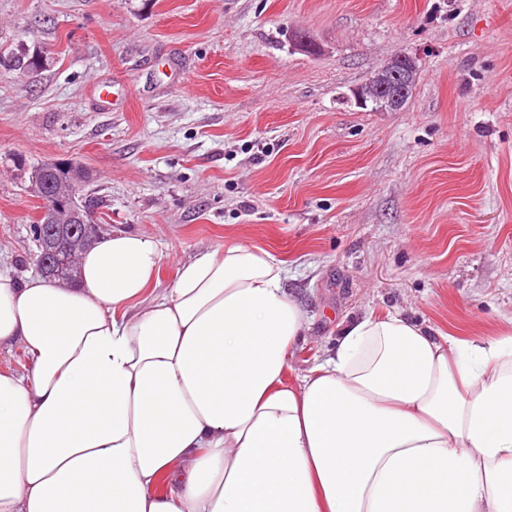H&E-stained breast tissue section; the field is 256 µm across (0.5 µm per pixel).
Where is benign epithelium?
I'll return each mask as SVG.
<instances>
[{
    "label": "benign epithelium",
    "instance_id": "7a95c632",
    "mask_svg": "<svg viewBox=\"0 0 512 512\" xmlns=\"http://www.w3.org/2000/svg\"><path fill=\"white\" fill-rule=\"evenodd\" d=\"M416 73L417 64L414 58L400 54L370 75L353 91L354 99L363 107L375 103L382 111L396 112L407 103L416 81ZM42 193L41 216L45 217V223L52 225L48 233H57L59 237L55 242L52 259L38 258L36 263L40 267L53 265L59 272L69 265L76 248L98 234L100 225L85 222V213L77 209L72 216L76 225L69 228L64 224L54 223L56 212L61 209V200L46 189L42 190Z\"/></svg>",
    "mask_w": 512,
    "mask_h": 512
}]
</instances>
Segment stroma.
I'll return each mask as SVG.
<instances>
[{"label": "stroma", "instance_id": "obj_1", "mask_svg": "<svg viewBox=\"0 0 512 512\" xmlns=\"http://www.w3.org/2000/svg\"><path fill=\"white\" fill-rule=\"evenodd\" d=\"M1 46L47 63L0 65V271L37 270L19 162L73 161L95 222L157 243L160 287L228 241L286 260L291 374L369 313L512 319V0H0ZM400 53L405 107H359ZM11 66L15 70L26 72L29 70H37L44 66L46 58L35 56L29 50L21 49L17 52H8L7 54Z\"/></svg>", "mask_w": 512, "mask_h": 512}]
</instances>
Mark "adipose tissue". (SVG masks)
Listing matches in <instances>:
<instances>
[{
	"mask_svg": "<svg viewBox=\"0 0 512 512\" xmlns=\"http://www.w3.org/2000/svg\"><path fill=\"white\" fill-rule=\"evenodd\" d=\"M109 232L76 284L0 272V512H512V322L460 340L400 311L310 330L285 262ZM166 492H156L160 478ZM30 368L29 361L19 345L0 349V370L8 369L25 374Z\"/></svg>",
	"mask_w": 512,
	"mask_h": 512,
	"instance_id": "adipose-tissue-1",
	"label": "adipose tissue"
}]
</instances>
